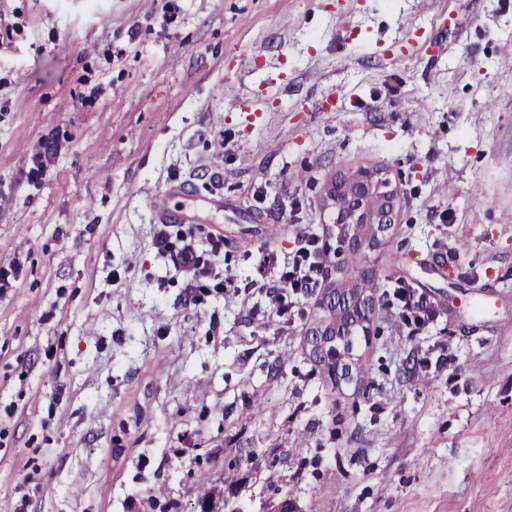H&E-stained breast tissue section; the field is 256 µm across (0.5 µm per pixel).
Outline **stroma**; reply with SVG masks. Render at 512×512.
Here are the masks:
<instances>
[{"label":"stroma","instance_id":"obj_1","mask_svg":"<svg viewBox=\"0 0 512 512\" xmlns=\"http://www.w3.org/2000/svg\"><path fill=\"white\" fill-rule=\"evenodd\" d=\"M163 5L0 0V512H512V0ZM358 166L404 195L377 288L439 317L376 307L340 385L319 294L190 289L158 208L242 282ZM160 219L163 224H171V227L176 228L175 235L177 238L187 240L192 238L194 228L192 225V216L184 211H172L169 208L162 211ZM379 301L383 307L394 310L411 332L426 331L438 317L436 306L415 288L406 286L400 278L389 281Z\"/></svg>","mask_w":512,"mask_h":512}]
</instances>
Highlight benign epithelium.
<instances>
[{
  "label": "benign epithelium",
  "mask_w": 512,
  "mask_h": 512,
  "mask_svg": "<svg viewBox=\"0 0 512 512\" xmlns=\"http://www.w3.org/2000/svg\"><path fill=\"white\" fill-rule=\"evenodd\" d=\"M402 193L388 173L377 168L358 167L339 171L325 187L326 208L332 210L322 245L323 259L330 282L348 273L350 252L363 255L361 266L351 272L360 281L372 280L376 272L369 257L378 252L384 234L395 224ZM322 316L332 319L331 328L322 324L311 328V354L320 363L333 362L331 375L340 383L351 380L349 353L341 349L342 337L375 335L373 294L350 293L329 286L318 302Z\"/></svg>",
  "instance_id": "7a95c632"
}]
</instances>
